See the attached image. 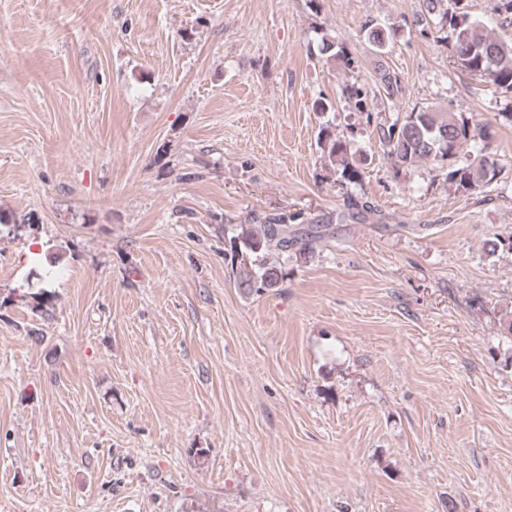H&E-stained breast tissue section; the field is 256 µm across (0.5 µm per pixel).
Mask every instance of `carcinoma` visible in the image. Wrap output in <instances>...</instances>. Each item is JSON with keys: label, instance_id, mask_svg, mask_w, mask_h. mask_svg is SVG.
Returning <instances> with one entry per match:
<instances>
[{"label": "carcinoma", "instance_id": "carcinoma-1", "mask_svg": "<svg viewBox=\"0 0 512 512\" xmlns=\"http://www.w3.org/2000/svg\"><path fill=\"white\" fill-rule=\"evenodd\" d=\"M412 25H434L450 33L454 63L458 67L512 97V43L493 36L480 21L464 11L462 0H421ZM372 49L385 52L392 33L371 21L364 26ZM319 54L337 60L346 70L355 68L356 58L336 39L321 37ZM379 93L391 103L403 94L398 72L384 68L377 73ZM343 94L351 108L372 128L376 142L394 168L409 167L430 160L447 170L446 181L454 192L469 196L490 185L501 171L499 160L484 153L489 137L486 126L462 112H441L430 107L413 108L392 120L380 119L370 110V91L356 84L347 85ZM317 146L325 167L340 178L356 184L362 174L351 140L336 136L325 124L317 134ZM348 213L342 218L364 221L374 213V205L362 197L348 200ZM297 215L272 217L262 224H247L230 239L249 262L238 271V287L262 292L277 288L283 278L282 264L288 257L303 258L313 253L329 228L314 224L296 228Z\"/></svg>", "mask_w": 512, "mask_h": 512}]
</instances>
